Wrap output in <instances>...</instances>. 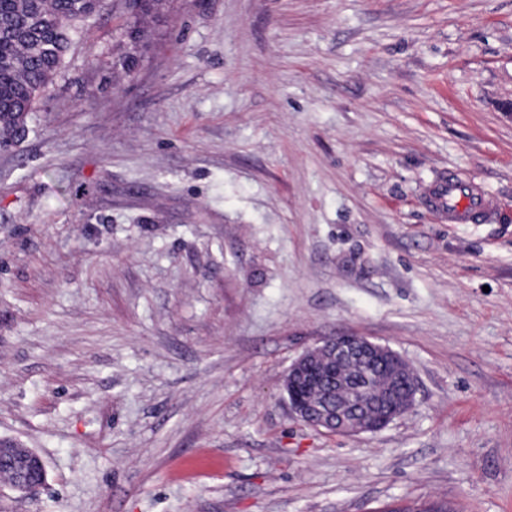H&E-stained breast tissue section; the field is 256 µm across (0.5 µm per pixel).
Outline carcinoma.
<instances>
[{
    "instance_id": "1",
    "label": "carcinoma",
    "mask_w": 512,
    "mask_h": 512,
    "mask_svg": "<svg viewBox=\"0 0 512 512\" xmlns=\"http://www.w3.org/2000/svg\"><path fill=\"white\" fill-rule=\"evenodd\" d=\"M105 0H0V146L60 72L82 25Z\"/></svg>"
}]
</instances>
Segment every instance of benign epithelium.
Instances as JSON below:
<instances>
[{"mask_svg":"<svg viewBox=\"0 0 512 512\" xmlns=\"http://www.w3.org/2000/svg\"><path fill=\"white\" fill-rule=\"evenodd\" d=\"M385 370L386 383L370 390L368 366ZM291 413L328 433L356 436L377 433L411 410L417 377L389 346L366 336L341 334L306 349L283 379ZM10 474L11 486L21 492L42 486L46 468L32 450L15 452L0 447V472Z\"/></svg>","mask_w":512,"mask_h":512,"instance_id":"1","label":"benign epithelium"}]
</instances>
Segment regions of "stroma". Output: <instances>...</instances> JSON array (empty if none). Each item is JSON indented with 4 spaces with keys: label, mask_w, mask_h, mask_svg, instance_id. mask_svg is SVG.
I'll return each mask as SVG.
<instances>
[{
    "label": "stroma",
    "mask_w": 512,
    "mask_h": 512,
    "mask_svg": "<svg viewBox=\"0 0 512 512\" xmlns=\"http://www.w3.org/2000/svg\"><path fill=\"white\" fill-rule=\"evenodd\" d=\"M127 0L0 148V512H512V0ZM136 59L132 73L122 63ZM496 201L448 223V173ZM339 334L413 367L385 429L296 420ZM0 472L10 474L11 486L21 492L30 491L42 486L46 481V468L41 457L28 449L26 452H15L1 443Z\"/></svg>",
    "instance_id": "stroma-1"
}]
</instances>
